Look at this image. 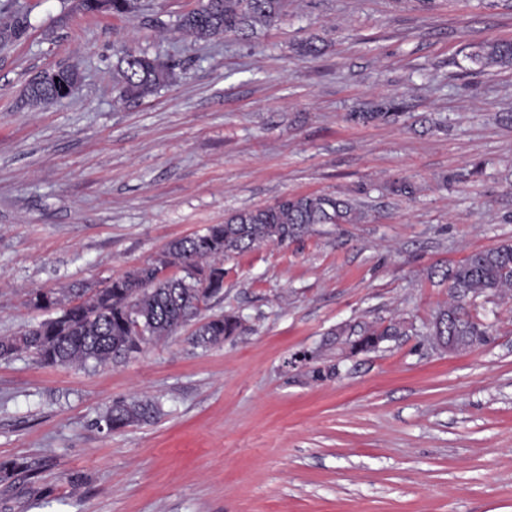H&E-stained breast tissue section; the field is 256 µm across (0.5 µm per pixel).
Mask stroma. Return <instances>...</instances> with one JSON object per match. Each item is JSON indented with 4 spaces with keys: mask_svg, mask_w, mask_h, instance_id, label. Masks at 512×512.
Masks as SVG:
<instances>
[{
    "mask_svg": "<svg viewBox=\"0 0 512 512\" xmlns=\"http://www.w3.org/2000/svg\"><path fill=\"white\" fill-rule=\"evenodd\" d=\"M194 3L116 18L19 0L31 26L0 50V336L42 320L30 292L102 284L286 194L346 195L368 217L225 258L200 316L244 329L209 350L187 326L114 366L0 361V461L28 467L0 483V512H512V298L472 300L486 345L429 334L448 306L438 269L512 242V70L465 57L512 41V10L288 0L251 40L194 43L174 27ZM311 38L321 55L300 56ZM124 49L176 60L173 78L119 100ZM74 61V95L25 106L35 71ZM385 97L398 123L347 121ZM405 179L417 193L393 194ZM393 320L373 352L340 335ZM141 399L160 403L153 422L99 427Z\"/></svg>",
    "mask_w": 512,
    "mask_h": 512,
    "instance_id": "35a3bbf8",
    "label": "stroma"
}]
</instances>
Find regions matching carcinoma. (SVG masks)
Masks as SVG:
<instances>
[{
  "label": "carcinoma",
  "mask_w": 512,
  "mask_h": 512,
  "mask_svg": "<svg viewBox=\"0 0 512 512\" xmlns=\"http://www.w3.org/2000/svg\"><path fill=\"white\" fill-rule=\"evenodd\" d=\"M287 0H196L178 18L182 33L195 41L219 35L247 41L258 29L273 25ZM31 26L30 14L14 0H0V44L20 38L17 29ZM466 58L478 68L512 69V42L486 41ZM176 64L145 54L125 52L114 69L115 88L124 100L152 95L170 79ZM400 105L393 100L373 105L367 112H351L356 123L394 122ZM365 219L360 202L353 198L318 193L285 195L265 208L242 210L222 224L170 243L161 264L176 272L160 276L152 262L139 268V277L123 273L104 287L81 286L66 291H35L28 305L48 313L13 336L0 337V360L28 351L44 365H106L135 357L153 341L175 334L195 320L201 307L224 291V258L261 244H288L317 224H359ZM448 282V309L440 312L430 328L432 336H462L479 347L490 338V329L474 319L466 300L482 295H502L512 290V243L479 250L451 268L441 270ZM242 329V319L231 314L208 317L191 335L197 348L207 350ZM399 324L353 323L346 330L355 352L377 349V343L398 335ZM159 406L153 400L116 401L101 415L110 432L154 420Z\"/></svg>",
  "instance_id": "1"
}]
</instances>
